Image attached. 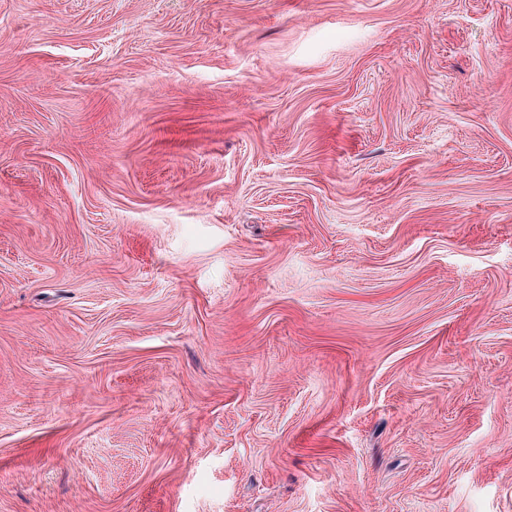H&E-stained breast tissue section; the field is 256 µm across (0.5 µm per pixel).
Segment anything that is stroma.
Instances as JSON below:
<instances>
[{
  "label": "stroma",
  "mask_w": 512,
  "mask_h": 512,
  "mask_svg": "<svg viewBox=\"0 0 512 512\" xmlns=\"http://www.w3.org/2000/svg\"><path fill=\"white\" fill-rule=\"evenodd\" d=\"M0 512H512V0H0Z\"/></svg>",
  "instance_id": "35a3bbf8"
}]
</instances>
